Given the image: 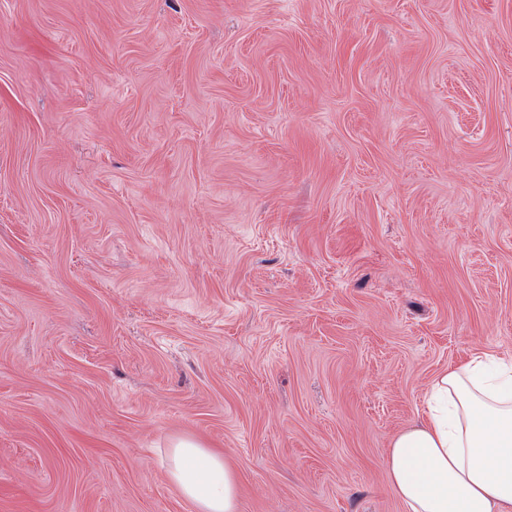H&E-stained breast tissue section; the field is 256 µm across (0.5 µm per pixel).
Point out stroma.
Segmentation results:
<instances>
[{
  "instance_id": "obj_1",
  "label": "stroma",
  "mask_w": 512,
  "mask_h": 512,
  "mask_svg": "<svg viewBox=\"0 0 512 512\" xmlns=\"http://www.w3.org/2000/svg\"><path fill=\"white\" fill-rule=\"evenodd\" d=\"M512 359V0H0V512H406ZM167 478L197 512H238L239 479L224 453L192 437L170 443Z\"/></svg>"
}]
</instances>
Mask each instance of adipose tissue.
<instances>
[{
  "instance_id": "1",
  "label": "adipose tissue",
  "mask_w": 512,
  "mask_h": 512,
  "mask_svg": "<svg viewBox=\"0 0 512 512\" xmlns=\"http://www.w3.org/2000/svg\"><path fill=\"white\" fill-rule=\"evenodd\" d=\"M167 478L196 512H239V479L223 452L170 443ZM389 485L406 512H512V361L486 355L431 383L423 420L389 444Z\"/></svg>"
}]
</instances>
